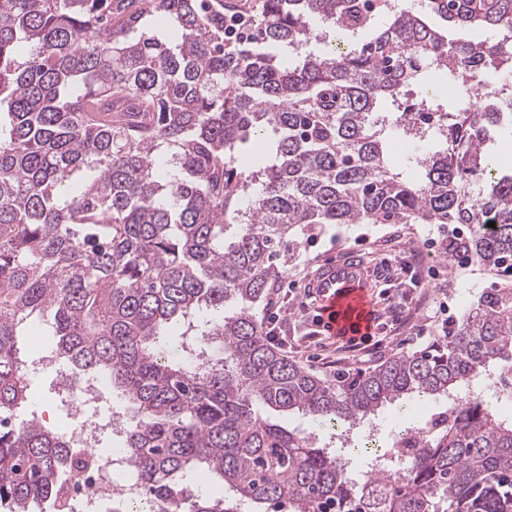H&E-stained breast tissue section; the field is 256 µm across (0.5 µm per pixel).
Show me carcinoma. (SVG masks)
Segmentation results:
<instances>
[{
	"instance_id": "carcinoma-1",
	"label": "carcinoma",
	"mask_w": 512,
	"mask_h": 512,
	"mask_svg": "<svg viewBox=\"0 0 512 512\" xmlns=\"http://www.w3.org/2000/svg\"><path fill=\"white\" fill-rule=\"evenodd\" d=\"M424 2L260 0L257 35L232 41L233 0H0V512H71L68 476L92 463L26 412L20 344L44 317L66 375L134 405L121 451L172 512H512V417L484 398L436 430L406 419L408 471L363 484L259 413L341 426L512 363L508 281L428 350L335 383L279 355L254 313L318 224H460L444 256L512 275L495 156L512 0ZM430 14L497 39L450 38ZM312 40L325 49L298 64L277 53ZM396 137L419 148L416 180Z\"/></svg>"
}]
</instances>
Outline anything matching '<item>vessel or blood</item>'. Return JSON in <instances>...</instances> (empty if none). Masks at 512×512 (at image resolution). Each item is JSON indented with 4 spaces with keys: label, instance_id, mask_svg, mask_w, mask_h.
<instances>
[{
    "label": "vessel or blood",
    "instance_id": "vessel-or-blood-1",
    "mask_svg": "<svg viewBox=\"0 0 512 512\" xmlns=\"http://www.w3.org/2000/svg\"><path fill=\"white\" fill-rule=\"evenodd\" d=\"M308 286L318 304L325 335L361 339L372 332V277L350 256L323 263Z\"/></svg>",
    "mask_w": 512,
    "mask_h": 512
}]
</instances>
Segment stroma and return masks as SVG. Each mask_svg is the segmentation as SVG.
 Here are the masks:
<instances>
[{
  "instance_id": "obj_1",
  "label": "stroma",
  "mask_w": 512,
  "mask_h": 512,
  "mask_svg": "<svg viewBox=\"0 0 512 512\" xmlns=\"http://www.w3.org/2000/svg\"><path fill=\"white\" fill-rule=\"evenodd\" d=\"M443 236L437 224H320L284 256V268L269 301L256 311L266 317L269 302L281 304L285 321L278 350L290 361L328 381L364 372L399 355L421 351L442 336L441 324L431 321L432 297L447 292L448 317L460 320L479 297L498 283L497 276L475 265L459 266L440 249ZM354 250L376 276L374 310L383 328L381 342L352 346L340 339L317 334L315 305L304 292L308 278L320 264L342 250ZM294 285L292 298H285L287 285ZM409 297L397 319H390L389 305L396 293ZM55 377L32 376L30 408L48 426L66 423V412L53 399Z\"/></svg>"
}]
</instances>
